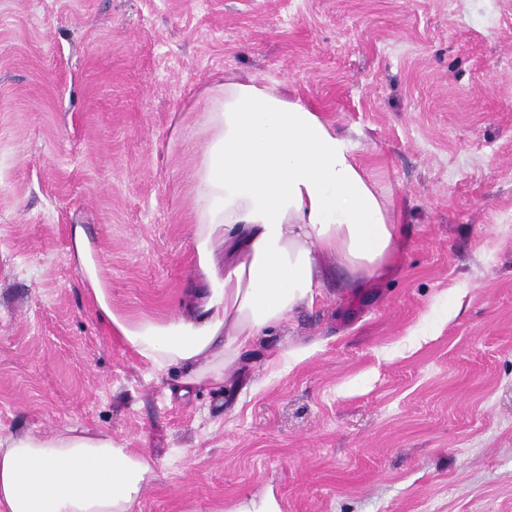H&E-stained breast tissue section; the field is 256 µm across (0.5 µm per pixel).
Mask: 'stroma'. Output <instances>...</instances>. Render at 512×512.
<instances>
[{
    "instance_id": "35a3bbf8",
    "label": "stroma",
    "mask_w": 512,
    "mask_h": 512,
    "mask_svg": "<svg viewBox=\"0 0 512 512\" xmlns=\"http://www.w3.org/2000/svg\"><path fill=\"white\" fill-rule=\"evenodd\" d=\"M266 83L396 203V268L185 389L102 317L186 314L204 92ZM110 434L134 512H512V0H0V436Z\"/></svg>"
}]
</instances>
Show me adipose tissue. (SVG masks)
Here are the masks:
<instances>
[{
	"mask_svg": "<svg viewBox=\"0 0 512 512\" xmlns=\"http://www.w3.org/2000/svg\"><path fill=\"white\" fill-rule=\"evenodd\" d=\"M202 118L193 242L210 290L189 315L130 322L113 311L91 243L72 229L103 317L189 386L223 384L242 349L311 306L323 258L358 284L389 272L398 238L392 204L350 142L305 104L230 79L209 88ZM153 478L149 457L103 432L0 436V512H133Z\"/></svg>",
	"mask_w": 512,
	"mask_h": 512,
	"instance_id": "obj_1",
	"label": "adipose tissue"
}]
</instances>
